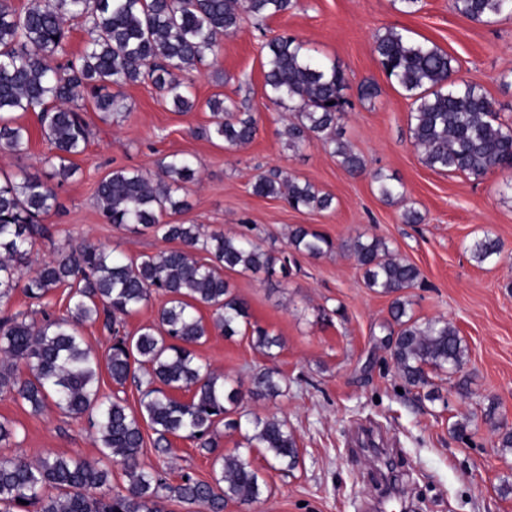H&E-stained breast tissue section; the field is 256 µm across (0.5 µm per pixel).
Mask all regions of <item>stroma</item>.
<instances>
[{
    "label": "stroma",
    "instance_id": "1",
    "mask_svg": "<svg viewBox=\"0 0 512 512\" xmlns=\"http://www.w3.org/2000/svg\"><path fill=\"white\" fill-rule=\"evenodd\" d=\"M429 40L454 57L459 77L480 85L502 117L512 118V16L478 22L458 14L452 0H420L405 12L400 0H295L287 12L263 23L244 18L223 40L218 58L206 59L189 77L195 107L178 112L147 81L126 86V117L102 121L91 101L81 102L89 128L84 154L73 157L74 176L56 186L58 206L43 216L52 239L36 240L29 270L55 257L58 247L87 240L128 257L170 249L159 233H134L106 223L95 198L98 181L115 168L155 176L164 158L192 155L199 179L187 189L190 207L177 224H199L209 233L242 235L262 250L289 254L292 226L325 234L331 252L297 255L288 277L225 271L251 319L284 342L276 358L253 348L247 334L227 338L213 329V311L198 314L211 330L193 353L229 381L249 380L264 366L287 383L283 395L245 402L246 411L288 423L299 448L287 473L251 460L266 483L260 503L229 504V512H372L379 480L364 448H391L413 502L412 512H512V453L498 449L500 428L512 430V168L482 179L427 167L410 137L411 106L381 68L375 40L389 29ZM293 36L311 54L344 72L349 105L343 136L366 162L367 174L347 173L319 141L289 147L282 131L289 111L271 103L264 88L266 41ZM379 94L359 97L362 83ZM252 113L258 132L240 148L211 139L213 96ZM29 142L21 157L0 154V168L24 167L46 176L48 143L36 113L22 114ZM278 169L331 195L327 210L298 212L282 198L252 191L258 174ZM395 177L403 198L377 192L373 171ZM421 223H404L405 208ZM491 236L501 243L494 261L479 265L468 247ZM385 240L398 257L416 264L423 285L411 289L412 314L424 323L447 319L469 349L460 376L430 375L427 387L406 388L383 344L391 331V295L366 288L363 272L346 250L356 237ZM496 405L494 421L484 411ZM12 422L10 455L31 460L51 453L98 461L109 472L111 493L125 492L120 465L104 458L87 417L55 405L41 412L12 394H0V419ZM464 433L454 430L455 424ZM173 452L145 447L144 467H166L170 483L183 474L213 476L214 455L176 437Z\"/></svg>",
    "mask_w": 512,
    "mask_h": 512
}]
</instances>
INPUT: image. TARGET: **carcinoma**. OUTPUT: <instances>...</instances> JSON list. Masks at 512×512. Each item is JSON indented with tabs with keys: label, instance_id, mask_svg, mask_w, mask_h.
<instances>
[{
	"label": "carcinoma",
	"instance_id": "1",
	"mask_svg": "<svg viewBox=\"0 0 512 512\" xmlns=\"http://www.w3.org/2000/svg\"><path fill=\"white\" fill-rule=\"evenodd\" d=\"M292 0H0V153L19 156L28 129L18 114L40 109V123L50 145L48 163L66 180L77 167L69 159L86 151L88 126L76 101L91 96L104 121L124 117L129 104L123 88L149 80L180 112L195 105L191 84L181 78L207 56H217L221 39L237 30L243 16L257 20L279 15ZM454 9L476 21L512 16V0H453ZM86 34L82 53L69 55L68 24ZM265 91L277 106L288 105L294 120L283 135L298 148L316 139L352 175L366 172L363 159L343 140L339 122L348 101L343 71L315 59L304 43L280 36L266 44ZM375 51L386 75L411 100L410 133L426 166L461 172L476 179L497 168L512 167V122L501 119L493 102L476 85L457 76L453 58L438 46L391 29L376 40ZM207 106L213 122L210 138L228 147L248 144L257 133L249 112H234L216 95ZM193 160L174 153L160 165L157 178L136 170L114 169L96 188L100 212L109 224L134 231L152 228L180 247L129 258L83 243L24 277L33 241L47 233L41 218L57 207V193L47 179L18 168L0 174V304L17 288L35 300L63 286L71 287L68 315L42 312L38 323L19 315L0 317V393H11L35 412L48 403L69 415L88 414L102 453L121 465L129 480L126 493L110 495L109 472L97 462L46 454L34 461L0 455V512H165L177 500L196 512H224L229 502L250 505L264 494L259 472L250 460L259 449L268 465L283 473L296 468L297 441L284 420L262 419L244 410L246 399L282 394L283 376L272 367L257 370L250 387L230 385L224 376L200 363L190 346L208 335L196 315L197 305L214 311V326L231 338L251 330L253 347L268 357L283 340L249 321L247 303L234 294L223 270L288 274V257H278L243 236L207 234L199 224H172L163 216L189 209L180 195L197 180ZM378 194L391 200L403 195L401 184L380 172L372 174ZM253 193L281 197L294 210H327L333 197L281 171L261 174ZM288 245L296 253L317 257L331 248L319 232L303 225L291 229ZM349 251L363 270L367 288L391 294L390 316L398 330L386 347L404 383H428V371L453 374L468 355L457 329L442 319L418 323L409 313L408 290L422 284L419 268L391 254L379 238L357 237ZM482 264L500 254L496 239L486 236L469 247ZM210 262L202 263L196 253ZM168 301L156 323L134 335L119 334L121 315L145 306L152 293ZM99 323L112 335L105 357L112 383L140 387L135 413L114 395L99 394L100 360L85 346L80 327ZM24 368L28 376L17 375ZM191 393L187 401L170 392ZM238 432L244 445L215 454L218 426ZM153 431V448L170 452V438L194 439L215 454L211 480L191 475L177 485L157 469L141 466L144 428ZM26 504H20V501Z\"/></svg>",
	"mask_w": 512,
	"mask_h": 512
}]
</instances>
